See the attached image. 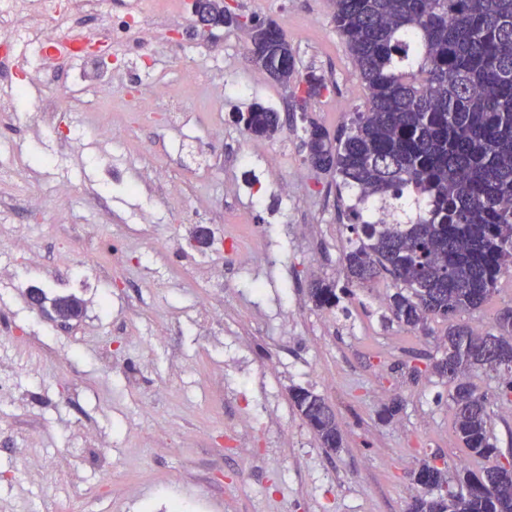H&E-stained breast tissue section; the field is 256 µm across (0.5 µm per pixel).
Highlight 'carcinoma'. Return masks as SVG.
<instances>
[{
  "mask_svg": "<svg viewBox=\"0 0 512 512\" xmlns=\"http://www.w3.org/2000/svg\"><path fill=\"white\" fill-rule=\"evenodd\" d=\"M334 22L366 90V105L333 147L313 124L305 145L317 170L356 193L349 207L358 244L344 254L346 283L317 282L310 297L332 308L349 288L382 275L399 291L394 318L412 329L448 322L436 373L453 385V428L469 458L498 457L488 397L470 382L478 370L512 363V311L477 333L453 317L481 308L512 264V0H334ZM293 52L276 79L294 78ZM302 93L328 90L314 73ZM237 123L255 137L281 128L274 109L254 102ZM314 393L291 394L321 447L336 450L333 416H311ZM428 486L450 485L448 467L424 460ZM456 490L434 499L422 489L409 512H503L512 470L496 462L456 470Z\"/></svg>",
  "mask_w": 512,
  "mask_h": 512,
  "instance_id": "obj_1",
  "label": "carcinoma"
}]
</instances>
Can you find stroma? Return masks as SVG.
I'll return each mask as SVG.
<instances>
[{
  "label": "stroma",
  "mask_w": 512,
  "mask_h": 512,
  "mask_svg": "<svg viewBox=\"0 0 512 512\" xmlns=\"http://www.w3.org/2000/svg\"><path fill=\"white\" fill-rule=\"evenodd\" d=\"M178 2L150 58L135 36L112 37L136 0H107L59 22V36L109 48L84 77L49 53L0 68V163L16 170L0 181V512H407L420 461L463 456L451 387L431 369L446 324L425 335L398 323L387 278L331 309L309 297L313 282L344 283L352 233L305 130L340 134L366 98L332 0H228L276 20L298 74L324 78L303 112L245 57L246 31L202 32ZM175 92L188 108L177 128L162 111ZM255 102L279 113L273 137L232 120ZM78 126L84 139L67 142ZM33 287L76 296L82 316L50 321ZM506 308L512 268L457 320L488 327ZM499 380L473 382L492 398L505 454L512 407L495 398ZM299 388L335 409L338 452L293 406Z\"/></svg>",
  "instance_id": "1"
}]
</instances>
